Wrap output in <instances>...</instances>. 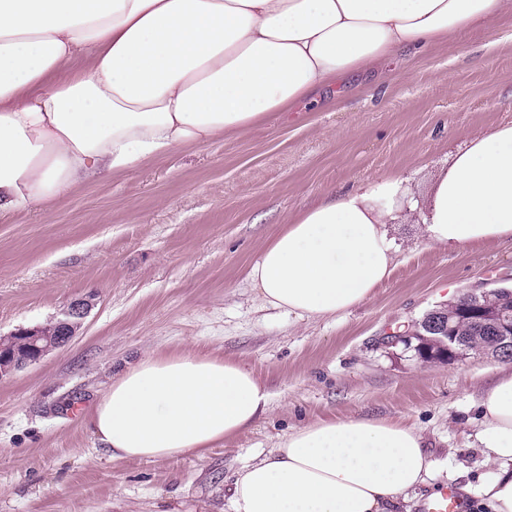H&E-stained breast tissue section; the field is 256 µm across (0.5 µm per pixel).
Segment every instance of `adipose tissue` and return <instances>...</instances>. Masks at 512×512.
I'll use <instances>...</instances> for the list:
<instances>
[{
    "label": "adipose tissue",
    "instance_id": "adipose-tissue-1",
    "mask_svg": "<svg viewBox=\"0 0 512 512\" xmlns=\"http://www.w3.org/2000/svg\"><path fill=\"white\" fill-rule=\"evenodd\" d=\"M507 14L512 0H0V217L65 207L88 180L247 134L354 73L384 82L390 59ZM411 221L447 247L512 237V125L472 133L426 206L394 177L328 195L265 248L254 297L300 319L347 311L391 275L389 227ZM268 404L237 361L149 352L86 422L112 459L174 458L250 428ZM479 414L490 472L477 495L512 512V373ZM433 469L404 422L321 421L237 471L229 510L394 512Z\"/></svg>",
    "mask_w": 512,
    "mask_h": 512
}]
</instances>
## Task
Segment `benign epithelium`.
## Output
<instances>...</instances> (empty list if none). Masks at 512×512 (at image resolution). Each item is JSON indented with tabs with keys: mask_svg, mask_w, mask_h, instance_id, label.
<instances>
[{
	"mask_svg": "<svg viewBox=\"0 0 512 512\" xmlns=\"http://www.w3.org/2000/svg\"><path fill=\"white\" fill-rule=\"evenodd\" d=\"M489 295L486 290H469L456 300L444 303L430 310L424 318L414 324V329L405 331H392L386 334L389 345H398L415 334L419 338L418 349L424 350L426 342H434L439 350L430 352V355L441 362L454 363L466 358H493L502 360L512 356V306L500 303L495 307H488L483 299ZM92 298L85 297L72 302L63 317L55 320L61 327L63 335L57 340L41 334L42 326L22 327L14 334L0 337V351L6 347V342L13 336H22L28 345L29 355L13 359L5 366L0 363V380L12 373L42 361L50 352L67 346L83 324L90 307ZM462 310L476 317L478 323L489 328L492 333V342L482 350L470 352V347L462 337L453 332L450 320L455 311Z\"/></svg>",
	"mask_w": 512,
	"mask_h": 512,
	"instance_id": "1",
	"label": "benign epithelium"
}]
</instances>
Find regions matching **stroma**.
<instances>
[{"mask_svg": "<svg viewBox=\"0 0 512 512\" xmlns=\"http://www.w3.org/2000/svg\"><path fill=\"white\" fill-rule=\"evenodd\" d=\"M512 123V16L391 65L384 85L350 77L246 135L184 146L58 210L0 220V336L93 305L71 344L0 379V512H225L231 475L288 432L321 420H402L435 461L422 489L479 485V402L512 360L421 361L384 347L467 290L512 286V239L449 248L420 225L391 229L400 253L370 299L321 319L260 307L248 272L331 190L385 177L424 199L471 133ZM186 350L252 370L269 407L204 454L114 460L86 413L137 354Z\"/></svg>", "mask_w": 512, "mask_h": 512, "instance_id": "stroma-1", "label": "stroma"}]
</instances>
